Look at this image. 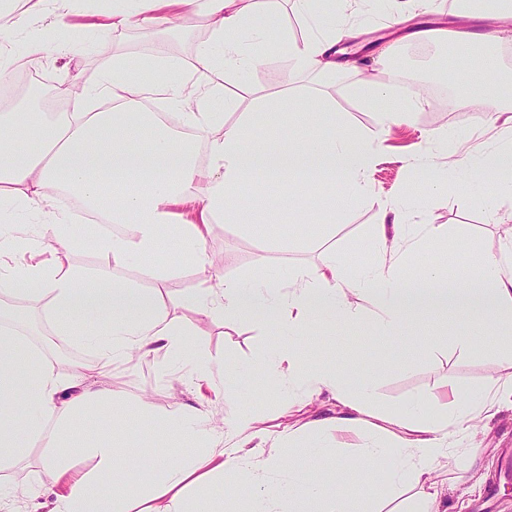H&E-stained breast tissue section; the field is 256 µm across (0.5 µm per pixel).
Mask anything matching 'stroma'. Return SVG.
I'll list each match as a JSON object with an SVG mask.
<instances>
[{"label": "stroma", "mask_w": 512, "mask_h": 512, "mask_svg": "<svg viewBox=\"0 0 512 512\" xmlns=\"http://www.w3.org/2000/svg\"><path fill=\"white\" fill-rule=\"evenodd\" d=\"M67 9L69 22L81 29L71 52L64 56L46 53L26 67L1 76L0 111H13L24 104L23 88L30 79L50 97L42 105L43 112L85 111V104L78 101L55 100L57 88L93 81L111 64L116 53L125 55L131 63H140L151 54L158 38L157 32L139 26L120 32L100 31L98 25L106 21L112 0H69ZM356 21L360 35L349 40V47L356 48L360 43L365 47L382 46L390 41L392 30L382 18L381 6L373 0H361ZM260 24L268 47L265 65L232 78L231 83L273 93L283 86L288 75L284 39L300 37L303 23L292 6L287 5L262 17ZM402 50L395 64L381 61L365 49L358 51V71L337 75L325 88L305 83L302 92L303 99H321L335 109L334 121L311 126L314 137L324 142L340 133L350 134L356 141L375 138L373 160L365 174L367 195L337 211L335 223H320L319 213L314 210L304 222L282 223L275 237L269 239L253 237L233 224L213 225L206 248L214 259L215 272L247 286L264 275L285 277L296 270L320 265L332 249L359 261L367 260L375 236L377 199L405 196L416 202L413 229L417 236L428 238L435 229L442 238L441 246L420 252L416 262L430 261L436 255L447 256L461 238L474 251L500 252L506 231L500 218L512 208L511 203L496 196L482 179L449 184L446 198L439 199L431 194L420 174L421 157L433 154L440 133L466 137L475 148L488 149L498 143V131L491 127L488 115L473 113L471 103L464 97L462 86L469 62L466 57H455L453 49L443 42H408ZM393 77L414 84L420 107L403 122L385 128L380 124L378 109L360 98L356 89L364 79L384 84ZM201 281V274L192 271L170 278L169 312L194 325V334L188 339L191 349L214 362L235 364L238 372L215 376L211 386L199 391L190 367L178 366L174 374L164 376L159 371V360L149 357L133 366H114L111 375L97 378L98 386L112 388L122 395L117 414L132 422L128 431L113 439L124 474L137 475L154 459L168 453L161 446L139 445L142 429L134 420L145 403L154 410L165 411L177 403L193 407L199 401H208L211 423L220 430L225 417L232 413L224 403L225 398L243 393L247 396L244 412L260 414L266 427L300 424L297 446L320 442L332 448L362 447L366 442L363 430L338 432L323 427V420L335 417L337 411L330 394H321L310 407L290 406L278 398L274 392L275 379L262 357L263 349L273 339L269 329L260 328L249 319L228 327L220 316L204 318L183 307L182 296L198 288ZM355 310L359 316L357 327L325 321L307 330L300 341L311 362L336 366L350 379L376 369L378 406L396 408L410 397L421 396L426 400L424 415L433 417L443 410L442 401L434 397L438 386L447 383L461 393L471 394L482 390L489 377L499 371L495 350L466 352L453 344L449 328L467 326L463 315H434L436 329L427 344L411 348L369 338L375 315L367 296L356 298ZM485 440L492 447V454L475 460L462 459L449 471L448 480L455 485L456 492L448 499V512H512V494L507 492V480L498 471L503 456L512 449L511 408L502 409L487 420ZM492 480L497 482L498 490L495 498L489 499L485 486Z\"/></svg>", "instance_id": "stroma-1"}]
</instances>
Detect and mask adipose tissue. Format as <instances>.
Masks as SVG:
<instances>
[{"label":"adipose tissue","instance_id":"ef3b65f1","mask_svg":"<svg viewBox=\"0 0 512 512\" xmlns=\"http://www.w3.org/2000/svg\"><path fill=\"white\" fill-rule=\"evenodd\" d=\"M356 2L294 0L310 27L288 45V79L278 93L247 103L228 95L222 80L256 65L258 53L245 48L243 36L256 30L261 14L280 9L281 0H113V30L137 25L165 33L196 15L209 39L185 68L170 62L160 47L147 56L144 68L166 76L160 83L132 80L127 61L113 57L111 71L84 89L87 98L111 100V111L41 117L37 146L15 141L26 114L0 113V471L15 467L32 449L43 451L28 482L12 497L0 498V512H17L48 493L49 512H131L136 504L141 512H448L454 487L444 475L456 457V437L467 432V455L482 454L476 438L480 423L512 403V349L501 353L507 377H493L484 392L468 396L441 386L446 411L427 419L418 398L394 411H378L376 370L351 383L332 367L304 369L297 340L324 315L352 323V299L360 294L369 297L377 314L375 331L391 341L424 344L425 318L447 311L468 319V327L454 331L461 350H473L490 326L511 336L512 252L469 250L449 270L438 262L408 267V254L420 242L408 236L411 209L404 201L380 203L375 226L380 247L373 259L355 267L333 251L321 265L285 279L263 276L246 288L213 275L205 248L216 223L243 224L268 237L280 215L265 207L256 175L275 183L282 209L292 214L310 207L302 186L311 181L344 185L354 198L367 194L363 177L372 142L342 136L324 147L305 137L312 114L296 92L304 76L326 82L349 68L336 45L356 36L348 19ZM455 16L465 24L495 20L500 42L512 43V0H466ZM54 27L59 38L52 44L33 31L17 44L0 42V66L22 67L51 50L67 53L74 29L65 14L56 15ZM433 36L457 41V54L472 64L468 94L477 95L503 127L512 126V81L501 79L494 58L474 51L486 33L441 27ZM272 107L286 112V122L264 140L250 141L252 112ZM231 109L240 110L238 122H225ZM511 154L507 147L476 154L462 138L448 171L462 179L485 172L496 181L499 196L511 199ZM60 194L76 196L86 211L115 224V232L92 227L76 233L71 215L57 204ZM44 213L53 218L46 235L33 222ZM26 218L28 236L13 234L15 223ZM391 237L405 239V253L387 255L384 245ZM80 247L105 251L111 266L87 270L65 264ZM148 259L154 262L152 287L115 273L130 261ZM187 266L204 274L206 285L183 296V306L202 316L222 315L228 325L244 315L265 321L276 340L263 357L281 394L308 403L331 393L340 408L336 431L370 429L362 448L352 455L337 450L336 468L329 473L326 449L293 450L287 485L270 487L249 465L253 441L268 435L261 416L243 415L218 433L208 426L206 411L180 404L163 412L148 409L144 416L163 433L166 447H181L188 439L199 454L166 456L123 479L111 435L94 427L103 417L121 425L114 415L121 397L92 388L90 380L115 363L174 356L192 362L197 382H210L213 361L187 349L191 328L171 317L166 301L170 276ZM23 299L36 303L57 339L96 349L95 368L75 363L68 372H56L48 347L31 338L19 307ZM73 444L94 460L92 471H77ZM360 473L363 492L354 498L344 486ZM329 483L336 484L335 492H326Z\"/></svg>","mask_w":512,"mask_h":512}]
</instances>
